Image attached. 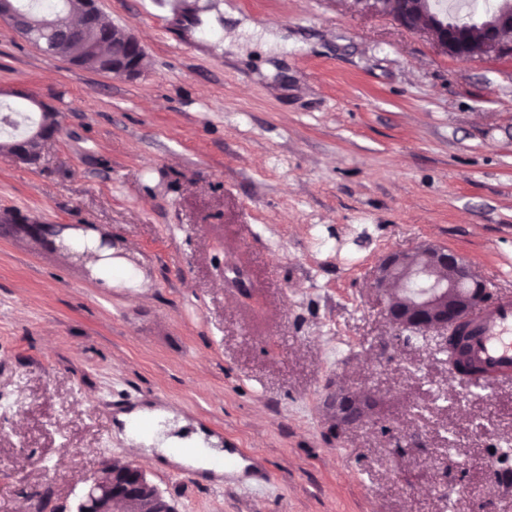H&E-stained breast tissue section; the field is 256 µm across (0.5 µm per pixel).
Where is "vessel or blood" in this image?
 <instances>
[{
    "mask_svg": "<svg viewBox=\"0 0 512 512\" xmlns=\"http://www.w3.org/2000/svg\"><path fill=\"white\" fill-rule=\"evenodd\" d=\"M465 354L479 369L470 386L512 379V297H500L470 317Z\"/></svg>",
    "mask_w": 512,
    "mask_h": 512,
    "instance_id": "1",
    "label": "vessel or blood"
}]
</instances>
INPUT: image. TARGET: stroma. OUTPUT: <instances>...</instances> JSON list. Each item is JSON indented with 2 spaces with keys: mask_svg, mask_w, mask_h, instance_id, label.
<instances>
[{
  "mask_svg": "<svg viewBox=\"0 0 512 512\" xmlns=\"http://www.w3.org/2000/svg\"><path fill=\"white\" fill-rule=\"evenodd\" d=\"M100 8L144 46L139 77L0 19V105L59 122L34 165L0 131V512H74L116 460L175 512H512V382L471 390L438 336L395 342L369 283L384 253L433 243L512 294V57L440 55L352 0ZM24 221L97 227L118 275ZM337 389L371 394V420L336 425ZM144 407L264 459L271 485L131 455L122 416Z\"/></svg>",
  "mask_w": 512,
  "mask_h": 512,
  "instance_id": "35a3bbf8",
  "label": "stroma"
}]
</instances>
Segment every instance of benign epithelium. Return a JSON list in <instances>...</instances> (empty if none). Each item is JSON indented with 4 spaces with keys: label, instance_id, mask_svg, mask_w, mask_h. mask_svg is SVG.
Instances as JSON below:
<instances>
[{
    "label": "benign epithelium",
    "instance_id": "obj_1",
    "mask_svg": "<svg viewBox=\"0 0 512 512\" xmlns=\"http://www.w3.org/2000/svg\"><path fill=\"white\" fill-rule=\"evenodd\" d=\"M365 8L392 15L408 31L424 34L436 52L455 59L490 56L512 57V4L505 3L492 14L461 22L443 13L433 0H355ZM65 27L55 34V56L80 67L84 56L70 48L93 39L105 49L92 60V69L117 77L135 78L142 70L144 48L125 26L103 21L98 0H63ZM0 18L8 20L27 39L44 27L35 9H23L18 0H0ZM49 120L30 129L16 142L9 156L17 163L37 162L58 129L56 114L38 101ZM21 229L43 247L58 251L67 243L88 234L92 227L74 224H23ZM372 287L383 303L385 318L399 333L433 332L448 339V326L482 308L488 289L477 270L462 255L425 243L405 251L383 255L372 271ZM326 406L341 426H358L372 414L368 396L336 390ZM121 503L125 512H164V497L138 465L117 470L103 466L88 480L78 499L76 512H115Z\"/></svg>",
    "mask_w": 512,
    "mask_h": 512
}]
</instances>
